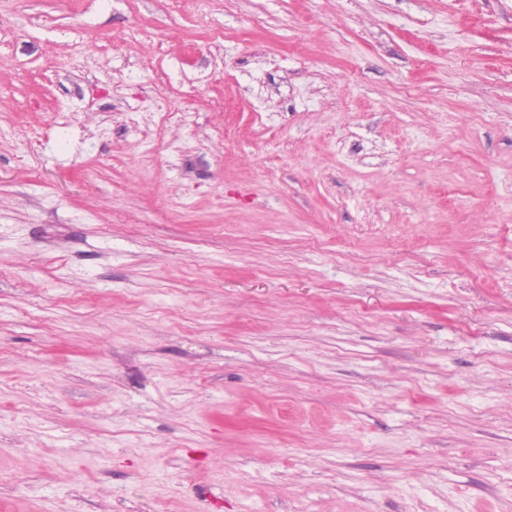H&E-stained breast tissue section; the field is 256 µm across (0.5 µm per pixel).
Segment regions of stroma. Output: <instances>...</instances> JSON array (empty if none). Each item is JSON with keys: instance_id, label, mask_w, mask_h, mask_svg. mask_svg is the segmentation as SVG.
Returning <instances> with one entry per match:
<instances>
[{"instance_id": "obj_1", "label": "stroma", "mask_w": 512, "mask_h": 512, "mask_svg": "<svg viewBox=\"0 0 512 512\" xmlns=\"http://www.w3.org/2000/svg\"><path fill=\"white\" fill-rule=\"evenodd\" d=\"M0 473L512 512V0H0Z\"/></svg>"}]
</instances>
